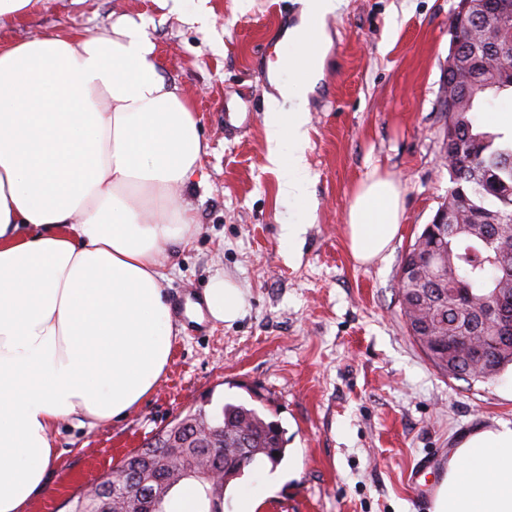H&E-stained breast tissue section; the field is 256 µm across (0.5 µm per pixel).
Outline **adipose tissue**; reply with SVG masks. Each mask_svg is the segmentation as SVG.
Returning <instances> with one entry per match:
<instances>
[{
    "instance_id": "ef3b65f1",
    "label": "adipose tissue",
    "mask_w": 512,
    "mask_h": 512,
    "mask_svg": "<svg viewBox=\"0 0 512 512\" xmlns=\"http://www.w3.org/2000/svg\"><path fill=\"white\" fill-rule=\"evenodd\" d=\"M339 0H303L271 77L266 161L278 195L308 208V98ZM205 146L189 99L159 73L155 46L128 17L103 36L0 43V512H22L56 456L61 420L92 427L128 415L170 358L162 246L189 244L180 204ZM392 180L349 206L352 257L371 262L399 229ZM239 283L213 276L206 306L238 319ZM432 512H512V428L459 438Z\"/></svg>"
}]
</instances>
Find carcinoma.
Masks as SVG:
<instances>
[{
    "label": "carcinoma",
    "mask_w": 512,
    "mask_h": 512,
    "mask_svg": "<svg viewBox=\"0 0 512 512\" xmlns=\"http://www.w3.org/2000/svg\"><path fill=\"white\" fill-rule=\"evenodd\" d=\"M450 24L462 32L458 46L460 76L452 88L453 107L448 112V172L452 186L443 203L451 215L448 235V279L422 287L439 293L442 299L414 295L417 283L398 279L399 295L407 327L429 360L442 372L466 381H489L512 366V348L492 351V359L471 366L455 353L457 368L448 369V336L458 319L451 306L454 283L463 281L470 290L472 310L482 308L495 295L512 297V243L504 237L512 230V142L498 143L501 133L483 131L475 126L474 112L505 91L512 92V19L501 28L496 42L483 38L485 20L473 13L460 18L454 13ZM214 427L224 428V438L213 443L223 449L215 457L198 450L204 462L223 473L219 482L184 473L178 457L162 455L153 462L156 477L165 485V495L185 482L196 485L201 501L210 502L209 512H224L228 485L242 476L245 468L259 459L276 466L285 457L284 430L267 420L259 410L242 401H226L212 412L204 407L189 412Z\"/></svg>",
    "instance_id": "1"
}]
</instances>
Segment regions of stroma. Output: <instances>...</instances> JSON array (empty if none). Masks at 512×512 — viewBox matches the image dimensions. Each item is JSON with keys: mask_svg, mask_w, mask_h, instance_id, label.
<instances>
[{"mask_svg": "<svg viewBox=\"0 0 512 512\" xmlns=\"http://www.w3.org/2000/svg\"><path fill=\"white\" fill-rule=\"evenodd\" d=\"M456 3L344 0L328 16L331 46L308 103L315 207L292 249L281 227L300 215L267 167L264 65L277 62L272 43L298 24L300 0H39L0 27L2 43L108 34L122 14L143 27L207 144L203 181L188 195L201 229L170 251V303L203 295L218 273L245 287L234 322L196 328L173 314L169 365L127 417L56 425L57 457L25 512H66L100 470L206 402L247 401L285 430L283 461L256 462L231 482L224 512L254 491L264 494L258 512H431L457 439L512 425V371L486 382L441 372L410 336L397 288L450 186L444 84ZM374 177L398 185L402 218L383 257L360 264L347 212Z\"/></svg>", "mask_w": 512, "mask_h": 512, "instance_id": "obj_1", "label": "stroma"}]
</instances>
